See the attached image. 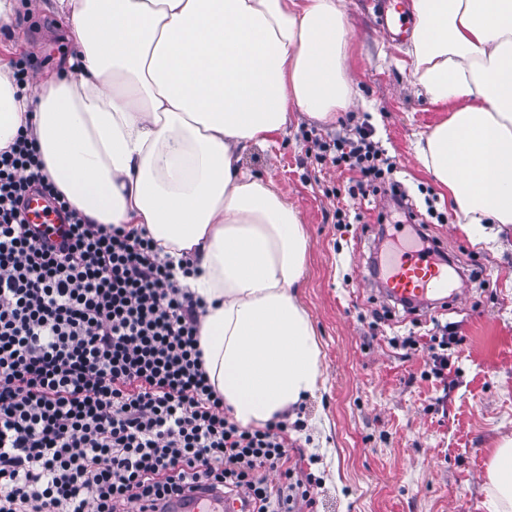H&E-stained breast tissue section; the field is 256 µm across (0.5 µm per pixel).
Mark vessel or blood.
<instances>
[{
  "label": "vessel or blood",
  "mask_w": 512,
  "mask_h": 512,
  "mask_svg": "<svg viewBox=\"0 0 512 512\" xmlns=\"http://www.w3.org/2000/svg\"><path fill=\"white\" fill-rule=\"evenodd\" d=\"M30 205L33 214L28 218L29 224L39 230L51 229L54 238H61L67 226L57 213L48 209L46 201L34 196L30 199ZM386 275L389 291L395 298H407L421 305L429 303L431 295L450 286L447 270L406 240L389 259ZM168 512H248V508L232 497L218 500L197 496L173 500Z\"/></svg>",
  "instance_id": "obj_1"
}]
</instances>
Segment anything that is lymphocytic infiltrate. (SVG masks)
Returning <instances> with one entry per match:
<instances>
[{
	"mask_svg": "<svg viewBox=\"0 0 512 512\" xmlns=\"http://www.w3.org/2000/svg\"><path fill=\"white\" fill-rule=\"evenodd\" d=\"M307 135L345 191L412 214L370 139ZM38 192L68 225L30 229ZM201 303L145 233L90 224L43 171L32 127L0 150V512H161L199 488L254 512H308L312 480L288 465V426L240 427L203 367ZM279 477L270 486L268 472Z\"/></svg>",
	"mask_w": 512,
	"mask_h": 512,
	"instance_id": "1",
	"label": "lymphocytic infiltrate"
}]
</instances>
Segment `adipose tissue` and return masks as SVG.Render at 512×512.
<instances>
[{"label":"adipose tissue","instance_id":"obj_1","mask_svg":"<svg viewBox=\"0 0 512 512\" xmlns=\"http://www.w3.org/2000/svg\"><path fill=\"white\" fill-rule=\"evenodd\" d=\"M346 0H47L78 52L19 93L0 61V150L32 125L45 171L92 224L146 229L205 303L200 347L241 427L322 382L295 289L300 214L242 152L293 111L335 121L353 102ZM414 85L447 119L416 147L460 223L512 224V0H412ZM491 512H512V439L488 468Z\"/></svg>","mask_w":512,"mask_h":512}]
</instances>
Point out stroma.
Segmentation results:
<instances>
[{
	"label": "stroma",
	"instance_id": "1",
	"mask_svg": "<svg viewBox=\"0 0 512 512\" xmlns=\"http://www.w3.org/2000/svg\"><path fill=\"white\" fill-rule=\"evenodd\" d=\"M66 26L55 13L26 10L0 33V59L54 70L77 51ZM346 27L350 109L328 125L290 113L283 132L241 155L245 169L299 211L309 240L297 293L317 335L323 384L287 416L289 465L299 478L316 479L315 512H488V463L512 438V225L467 234L447 192L418 164V139L446 114L411 81L408 35L385 30L373 0H347ZM362 122L395 162L417 212L431 206L446 215L428 233L451 265L482 273L480 283L465 282L461 295L448 297L433 322L403 313L373 320L372 310L386 302L384 283L370 273L372 258L386 252L376 218L391 207L383 198L371 209L332 195L347 175L307 153L304 131L329 141ZM339 208L362 212L363 223L334 224ZM437 322L455 325L459 336L447 351L444 383L426 374L425 353L399 344Z\"/></svg>",
	"mask_w": 512,
	"mask_h": 512
}]
</instances>
